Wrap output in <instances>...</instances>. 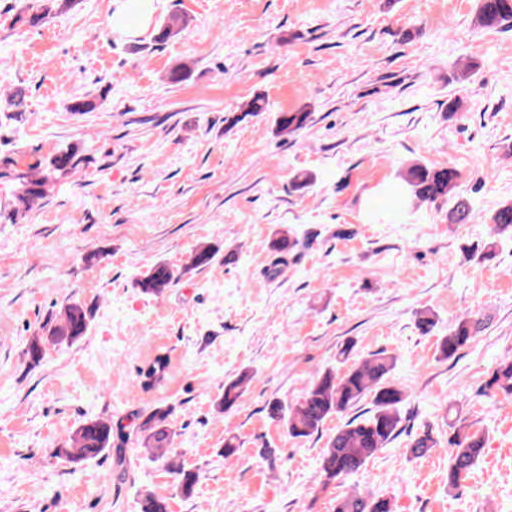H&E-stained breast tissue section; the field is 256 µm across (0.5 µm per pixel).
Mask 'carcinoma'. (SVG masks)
<instances>
[{
	"mask_svg": "<svg viewBox=\"0 0 512 512\" xmlns=\"http://www.w3.org/2000/svg\"><path fill=\"white\" fill-rule=\"evenodd\" d=\"M40 6L28 14L26 22L31 27L42 25L52 12L60 7L61 0H39ZM476 23L486 30L512 29V0H477ZM188 27L186 15L170 14L159 26L154 41L164 44L182 35ZM8 118L22 122L25 113V92L19 88L3 99ZM308 112H283L277 119L281 134L293 135L309 122ZM86 158L76 147L62 149L44 162L32 166L33 174L22 180V192L9 205L11 216L26 213L40 199L45 198L47 186L77 171ZM401 178L415 205L424 204L438 209L448 206L446 220L450 224H470L477 221L476 213L468 197L458 191L460 172L452 166H428L413 163L407 166ZM484 223L491 231H512V203H506L491 213ZM300 241L287 232L273 242L272 248L279 259L275 265L285 264V256L293 253ZM218 249L210 245L197 247L190 265L177 271L167 264H157L137 280L142 293L159 295L175 285L191 269L206 268L216 261ZM94 309L80 301H67L61 317L49 320L42 326V334L32 338L26 353L33 364L43 359L46 349L71 345L81 339L89 328ZM482 321L473 313H466L448 332L439 337L436 344L438 359L449 361L464 349L481 330ZM353 346L347 344L337 353V362L345 365L343 370L328 369L318 375L308 388L303 399L294 406H284L275 401L269 404L270 414L283 421L288 435L294 439L309 438L321 431L330 417L342 415L356 407L363 399L371 398L369 415H360L347 421L336 434L329 438L320 459V473L324 485L361 470L377 452L387 447L401 433L402 408L407 401V391L393 377L396 358L379 351L361 360H350ZM168 367V358L156 356L141 375L142 387L149 388L161 381ZM251 375L244 373L224 384V395L216 404L222 413L232 409L245 390ZM484 395L501 392L512 397V359L504 361L493 370L483 388ZM170 411L157 408L135 426L142 447L152 455V460L164 461L165 469L177 479L181 493L193 494L199 475L182 468L172 456L173 432L168 424ZM448 437L451 448L448 459V489L458 488L485 453L482 434L465 424L452 425ZM112 420L89 419L81 423L57 449V454L71 463L95 459L112 449ZM439 440L425 432L413 438L406 448L407 454L419 459L428 456ZM140 512H169L166 497L149 493L140 503ZM336 512H394L392 499L372 492L355 491L336 502Z\"/></svg>",
	"mask_w": 512,
	"mask_h": 512,
	"instance_id": "carcinoma-1",
	"label": "carcinoma"
}]
</instances>
